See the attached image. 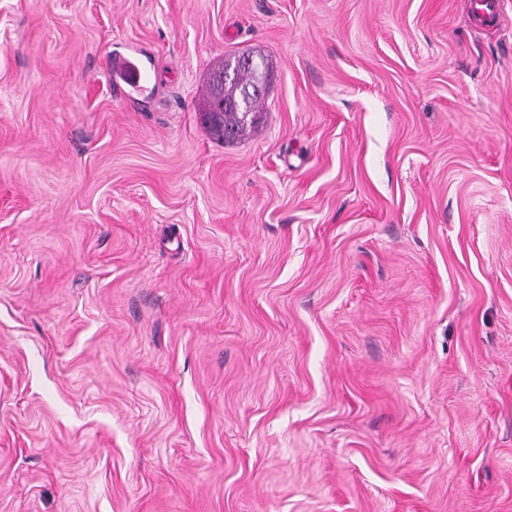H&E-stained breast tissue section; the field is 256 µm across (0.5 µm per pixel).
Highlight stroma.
Listing matches in <instances>:
<instances>
[{
  "label": "stroma",
  "mask_w": 512,
  "mask_h": 512,
  "mask_svg": "<svg viewBox=\"0 0 512 512\" xmlns=\"http://www.w3.org/2000/svg\"><path fill=\"white\" fill-rule=\"evenodd\" d=\"M495 2L0 0V512H512ZM225 72L232 74V80L225 86H218L217 97L220 100V106L216 111L210 112L213 106V89L218 85L219 80L226 83L229 78L224 75ZM253 82L254 70L243 67L240 64V56L225 57L213 69L206 94L207 103L202 113L204 124L210 134L218 139L229 141L245 137L258 127L263 112L260 94L252 92ZM224 93L229 97L239 98L236 111L230 110L234 106V100L224 98ZM223 109L226 111L222 112ZM217 112H222V115ZM116 74L123 83L131 88L141 87L145 81L143 70L131 59L124 58L116 68Z\"/></svg>",
  "instance_id": "obj_1"
}]
</instances>
